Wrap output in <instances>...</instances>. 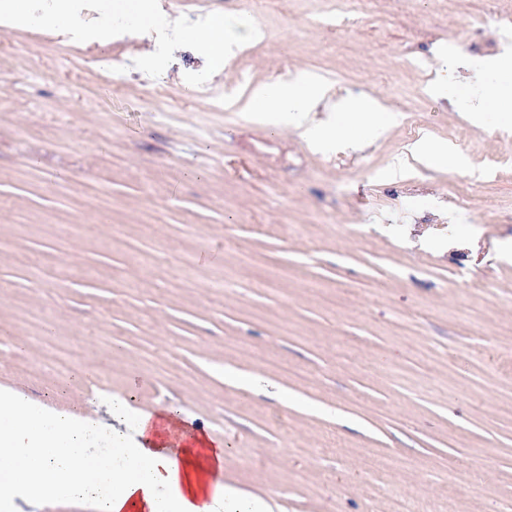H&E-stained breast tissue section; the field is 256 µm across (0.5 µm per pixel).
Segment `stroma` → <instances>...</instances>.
Wrapping results in <instances>:
<instances>
[{
    "label": "stroma",
    "instance_id": "stroma-1",
    "mask_svg": "<svg viewBox=\"0 0 512 512\" xmlns=\"http://www.w3.org/2000/svg\"><path fill=\"white\" fill-rule=\"evenodd\" d=\"M77 2L130 22L127 0ZM153 2V25L216 15L242 50L210 70L190 41L146 79L113 68L136 39L0 27V388L175 409L278 512H512V162L495 161L512 112L455 106L490 95L512 0H361L348 21L318 0ZM442 57L487 86L434 97ZM300 73L397 124L315 151L244 111ZM421 139L461 166L410 158ZM275 263L290 273L270 288ZM46 333L77 349L70 377Z\"/></svg>",
    "mask_w": 512,
    "mask_h": 512
}]
</instances>
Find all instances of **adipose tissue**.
Returning <instances> with one entry per match:
<instances>
[{
	"label": "adipose tissue",
	"mask_w": 512,
	"mask_h": 512,
	"mask_svg": "<svg viewBox=\"0 0 512 512\" xmlns=\"http://www.w3.org/2000/svg\"><path fill=\"white\" fill-rule=\"evenodd\" d=\"M135 38L166 54L187 40L200 43L212 59H232L236 44L224 21H178L165 37L151 27ZM328 88L320 80L275 79L255 85L249 108L279 132L329 147L350 132H379L386 107L369 95L347 96L334 107L338 120H320ZM223 455L194 437L174 449L158 443L147 419L124 429L106 428L88 412H55L18 392L0 389V512L17 502L87 499L98 512H272L271 504L230 484L213 480Z\"/></svg>",
	"instance_id": "obj_1"
}]
</instances>
